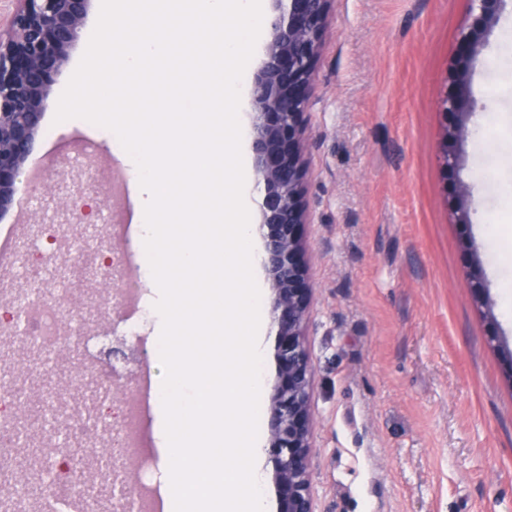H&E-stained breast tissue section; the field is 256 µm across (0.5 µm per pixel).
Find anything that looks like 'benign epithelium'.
<instances>
[{
	"mask_svg": "<svg viewBox=\"0 0 512 512\" xmlns=\"http://www.w3.org/2000/svg\"><path fill=\"white\" fill-rule=\"evenodd\" d=\"M0 15V217L16 203L26 159L52 105L56 76L80 38L92 0H13ZM271 24L261 66L248 85L253 116L248 135L257 182L263 185L258 229L272 292L278 374L267 412V451L273 465L277 512H314L310 471L312 418L310 356L305 342L312 298L301 226L305 204L306 127L315 64L323 47L330 0H287ZM504 0H471L472 25L459 38L455 90L440 114L451 117L441 145L443 169L453 165L457 138L474 111L467 84L473 60L498 19ZM474 299L487 304L480 273L466 272Z\"/></svg>",
	"mask_w": 512,
	"mask_h": 512,
	"instance_id": "1",
	"label": "benign epithelium"
}]
</instances>
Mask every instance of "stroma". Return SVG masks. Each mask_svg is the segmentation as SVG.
Masks as SVG:
<instances>
[{
    "label": "stroma",
    "mask_w": 512,
    "mask_h": 512,
    "mask_svg": "<svg viewBox=\"0 0 512 512\" xmlns=\"http://www.w3.org/2000/svg\"><path fill=\"white\" fill-rule=\"evenodd\" d=\"M469 0H332L307 114L306 202L301 228L313 290L306 344L313 369L311 490L315 512H512V320L500 283H512V0H506L470 79L477 103L460 142V166L444 176L439 101L450 82ZM44 114L28 165L49 170L69 156L80 171L86 142L112 159L105 130ZM73 180L31 195V242L14 237L9 292L33 286L59 298L88 331L121 318L100 297L111 282L91 268L67 292L73 255L42 269L31 243L66 216ZM98 177L101 218L75 225L106 236L123 208ZM465 187L471 222L456 224ZM492 226L484 242L479 225ZM477 261L489 307L465 270ZM493 311L499 342L488 338Z\"/></svg>",
    "instance_id": "stroma-1"
}]
</instances>
